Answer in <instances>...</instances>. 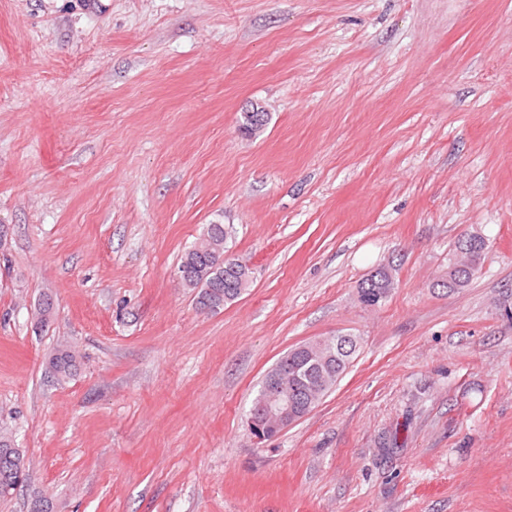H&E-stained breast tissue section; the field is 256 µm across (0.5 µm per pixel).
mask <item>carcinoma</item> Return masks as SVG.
<instances>
[{
    "instance_id": "carcinoma-1",
    "label": "carcinoma",
    "mask_w": 512,
    "mask_h": 512,
    "mask_svg": "<svg viewBox=\"0 0 512 512\" xmlns=\"http://www.w3.org/2000/svg\"><path fill=\"white\" fill-rule=\"evenodd\" d=\"M231 228L222 224L207 225L203 235L181 257L179 273L181 281L189 288H196L211 268L222 262L224 270L213 281L211 293L207 294L210 309L216 310L236 301L250 287V269L241 261L225 256ZM468 245L463 267L449 274V280L439 284L441 288L458 289L467 287L478 270V261L484 251V240L472 236L463 240ZM394 287L389 270L374 276H367L360 284L361 301L375 305L384 299ZM358 350V339L351 337L349 344L342 346L334 339H313L288 351L289 366L298 371L295 381L298 389V403L306 405L300 416L307 415L313 407L336 386L349 367ZM46 367L50 368L59 381L68 379L76 367V355L67 346H59L48 356ZM24 468L22 454L12 449L6 440L0 441V478L6 472L21 471Z\"/></svg>"
}]
</instances>
